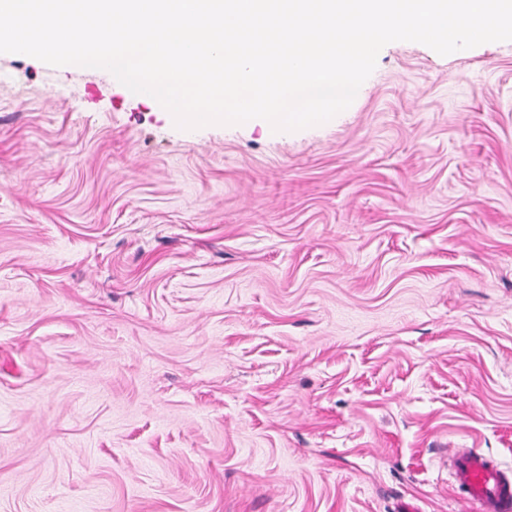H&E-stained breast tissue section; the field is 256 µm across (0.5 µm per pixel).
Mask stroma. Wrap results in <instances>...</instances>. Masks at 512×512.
<instances>
[{
    "label": "stroma",
    "instance_id": "obj_1",
    "mask_svg": "<svg viewBox=\"0 0 512 512\" xmlns=\"http://www.w3.org/2000/svg\"><path fill=\"white\" fill-rule=\"evenodd\" d=\"M458 448L512 477V41L296 132L0 53V512H477Z\"/></svg>",
    "mask_w": 512,
    "mask_h": 512
}]
</instances>
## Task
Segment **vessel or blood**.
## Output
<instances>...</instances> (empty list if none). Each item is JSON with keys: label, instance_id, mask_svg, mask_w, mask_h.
Returning <instances> with one entry per match:
<instances>
[{"label": "vessel or blood", "instance_id": "vessel-or-blood-1", "mask_svg": "<svg viewBox=\"0 0 512 512\" xmlns=\"http://www.w3.org/2000/svg\"><path fill=\"white\" fill-rule=\"evenodd\" d=\"M457 486L481 512H512V480L473 448L458 449L452 459Z\"/></svg>", "mask_w": 512, "mask_h": 512}]
</instances>
